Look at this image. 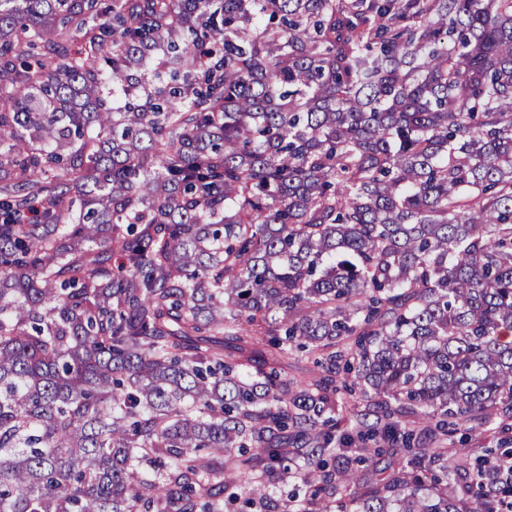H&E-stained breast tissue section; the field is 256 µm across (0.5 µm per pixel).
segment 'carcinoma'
<instances>
[{"label": "carcinoma", "mask_w": 512, "mask_h": 512, "mask_svg": "<svg viewBox=\"0 0 512 512\" xmlns=\"http://www.w3.org/2000/svg\"><path fill=\"white\" fill-rule=\"evenodd\" d=\"M450 419L512 427V0H0V512H512Z\"/></svg>", "instance_id": "carcinoma-1"}]
</instances>
